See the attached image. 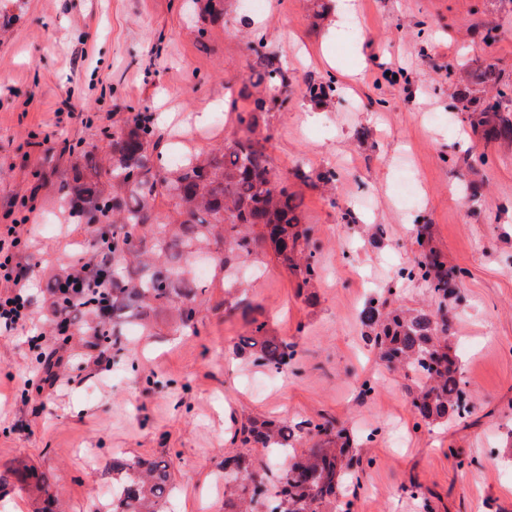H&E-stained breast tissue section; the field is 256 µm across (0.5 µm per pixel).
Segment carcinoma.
<instances>
[{
	"instance_id": "cac0c4a2",
	"label": "carcinoma",
	"mask_w": 512,
	"mask_h": 512,
	"mask_svg": "<svg viewBox=\"0 0 512 512\" xmlns=\"http://www.w3.org/2000/svg\"><path fill=\"white\" fill-rule=\"evenodd\" d=\"M200 14H224V0H194ZM255 55L248 76L253 91L246 93L250 109L236 113L231 142L205 154L187 152L180 165L160 174L164 163L163 137L151 115L137 112L124 128L112 134L108 164L96 153L79 154L89 180L76 175L59 186L58 208L70 224L91 229L88 249L71 256L81 264L89 253L106 258L104 270L112 273V315L98 316L78 327L108 349L116 345L124 327L134 322L150 328L153 315L169 311L179 326L197 332L200 315L197 298L221 275L236 278L238 264L257 246H271L280 264L309 287L320 276V264L311 246L314 229L302 223V198L276 177L266 143L270 135L258 133L269 112L282 108L292 92L288 69L276 54L266 50L263 38L253 41ZM473 128H483L489 142L512 144V87L501 89L489 101ZM167 201L172 212L184 217L173 222L157 209ZM431 225L417 228L421 253L408 278L422 281L437 302L433 309L383 311L376 299L361 310L369 340L388 367L413 374L416 388L411 406L416 424L445 422L460 414L467 393L461 378V360L448 341V302L460 300L467 271L450 267L444 255L429 246ZM215 247L210 277L190 276L192 257L202 247ZM248 335L236 352L256 365L283 373L292 367L296 345L270 334L267 321L247 319ZM311 446L297 451L288 439L291 427L280 420L249 417L234 432L245 448L286 451L272 487L258 479L263 462L249 454L224 460L231 473L224 477V512H249L260 503L266 512H319V506L336 498L351 477L358 438L333 422H306ZM118 491L112 512H163L173 486L168 466L160 462L112 460ZM40 485L36 472L0 468V490L17 483Z\"/></svg>"
}]
</instances>
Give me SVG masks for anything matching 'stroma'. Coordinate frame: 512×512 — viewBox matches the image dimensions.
<instances>
[{
  "label": "stroma",
  "instance_id": "1",
  "mask_svg": "<svg viewBox=\"0 0 512 512\" xmlns=\"http://www.w3.org/2000/svg\"><path fill=\"white\" fill-rule=\"evenodd\" d=\"M266 2L253 14L224 0L222 18L194 21L191 0H0V224L25 217L34 229L21 254L34 320L0 331V466L45 473L63 512H110L113 454L162 457L177 512H224L236 419L327 417L363 437L370 462L342 495L351 512H512V144L485 142L468 121L512 86V0H355L341 29L336 0ZM254 31L292 79L288 104L268 116V151L303 198L323 272L299 287L266 245L242 266L256 272L247 299L295 343L298 374L237 356L247 327L226 308L239 295L217 280L198 332L158 318L123 337L129 363L71 352L57 386L40 389L29 339L53 334L44 284L90 237L83 224L46 229L60 217L58 184L75 175L69 146L106 155L135 110L176 147L225 144L236 128L225 101L249 106ZM329 77L335 94L307 95ZM404 162L420 188L411 204L395 195ZM328 169L330 191L295 177ZM421 224L468 271L449 336L469 397L462 415L419 427L413 379L379 365L360 312L374 297L427 308V288L399 276L420 253ZM28 382L36 391L15 400Z\"/></svg>",
  "mask_w": 512,
  "mask_h": 512
}]
</instances>
